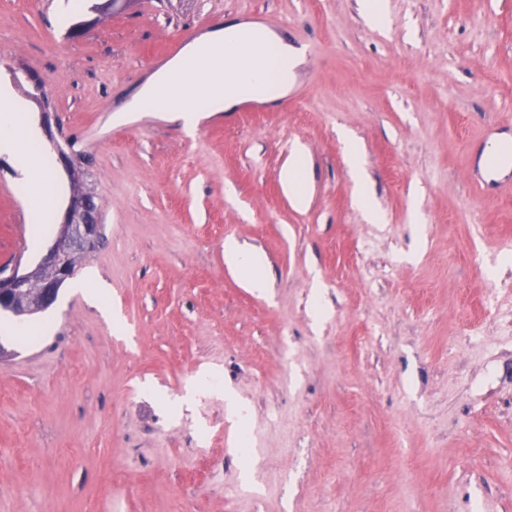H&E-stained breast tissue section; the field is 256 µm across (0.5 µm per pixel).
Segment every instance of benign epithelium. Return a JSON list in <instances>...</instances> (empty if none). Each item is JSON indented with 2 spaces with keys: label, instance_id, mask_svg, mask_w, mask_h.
<instances>
[{
  "label": "benign epithelium",
  "instance_id": "obj_1",
  "mask_svg": "<svg viewBox=\"0 0 512 512\" xmlns=\"http://www.w3.org/2000/svg\"><path fill=\"white\" fill-rule=\"evenodd\" d=\"M43 126L57 158L66 171H79L80 156L66 151L59 144L51 129V113H43ZM100 232V208L96 196L88 192L70 197L61 217L57 235L47 247L35 269L31 272L14 271L0 276V308L15 304L22 289L27 287L34 274H40V295L49 303L54 299L60 284L72 274L70 255L80 247L97 242Z\"/></svg>",
  "mask_w": 512,
  "mask_h": 512
}]
</instances>
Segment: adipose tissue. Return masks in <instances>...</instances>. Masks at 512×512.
I'll use <instances>...</instances> for the list:
<instances>
[{"instance_id":"1","label":"adipose tissue","mask_w":512,"mask_h":512,"mask_svg":"<svg viewBox=\"0 0 512 512\" xmlns=\"http://www.w3.org/2000/svg\"><path fill=\"white\" fill-rule=\"evenodd\" d=\"M247 31V24L232 23L193 40L179 58L159 69L140 88L127 104V111L165 113L171 120L179 122L186 132L192 133L197 129L202 111L229 112L246 99L277 100L295 69L303 62L298 50L276 42L277 57L271 65L239 53L233 47L224 59L207 55L209 46L243 36ZM228 67L235 72L234 79L229 82L224 79V70ZM200 68L206 69L210 82L217 88L216 93L206 96L201 107L190 100L186 83L187 76ZM36 139V125L25 115L22 104L8 91L0 89V154L12 157L20 172L17 190L21 195L34 203L39 200L50 203L55 198L51 158L46 149L36 147ZM224 257L227 264L244 274L248 287L260 293L266 291L267 280L258 251L229 240L224 244Z\"/></svg>"}]
</instances>
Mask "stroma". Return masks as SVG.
Wrapping results in <instances>:
<instances>
[{"label":"stroma","instance_id":"obj_1","mask_svg":"<svg viewBox=\"0 0 512 512\" xmlns=\"http://www.w3.org/2000/svg\"><path fill=\"white\" fill-rule=\"evenodd\" d=\"M59 2L0 0V87L88 151L103 242L77 276L123 330L65 284L0 338V512H512V194L467 164L512 122V0H381V25L360 0H132L79 7L77 38ZM258 10L305 53L283 99L192 136L116 120L170 46ZM16 176L1 154L0 241L32 232ZM344 142L350 172L357 182L359 198L361 202L365 203L368 196L366 191L363 154L358 142L353 138L346 136ZM306 165L307 158L304 151L299 147L295 148L288 167L282 171L280 177L284 188L299 206L305 204L307 200L303 180ZM224 257L227 264L245 274L248 287L260 293L266 291L268 284L262 273L263 260L258 251L227 240L224 242Z\"/></svg>","mask_w":512,"mask_h":512}]
</instances>
